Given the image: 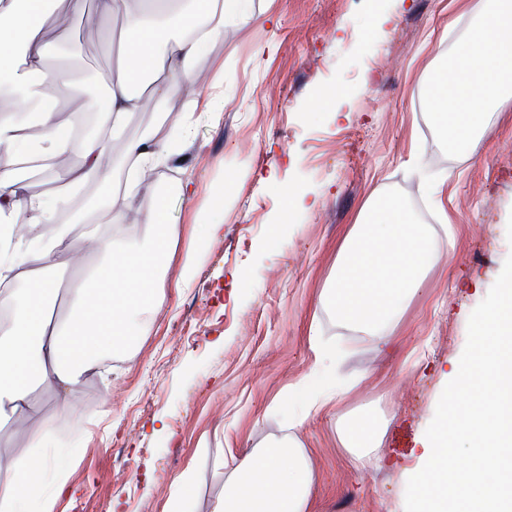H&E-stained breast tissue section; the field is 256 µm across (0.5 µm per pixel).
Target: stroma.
Returning a JSON list of instances; mask_svg holds the SVG:
<instances>
[{
  "label": "stroma",
  "instance_id": "35a3bbf8",
  "mask_svg": "<svg viewBox=\"0 0 512 512\" xmlns=\"http://www.w3.org/2000/svg\"><path fill=\"white\" fill-rule=\"evenodd\" d=\"M485 0H249V19L198 62L207 80L135 114L125 139L176 127L195 102L219 100L194 120L166 163L135 191L148 211L170 200L175 256L165 300L139 343L88 374L67 398L35 387L32 426L74 448L70 492L52 512H168L176 479L196 484L192 512H211L241 457L297 439L313 486L308 512H405L408 479L426 460L425 431L459 362L471 312L512 253V103L496 113L483 148L459 156L432 123L430 75L481 18ZM68 29L64 53L82 74L71 109L95 112L117 63L124 23L98 27L94 0ZM338 89L339 113L316 110ZM239 176L224 222L204 238L195 218L228 174ZM307 201L282 225L279 186ZM404 191L431 227L432 267L419 292L374 332L335 323L319 298L365 203ZM194 280L176 290L188 248ZM335 350L320 364L316 345ZM347 386L339 404L309 412L300 385ZM386 418L367 463H354L343 430ZM302 429H294L296 419Z\"/></svg>",
  "mask_w": 512,
  "mask_h": 512
}]
</instances>
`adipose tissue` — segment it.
I'll list each match as a JSON object with an SVG mask.
<instances>
[{
  "instance_id": "ef3b65f1",
  "label": "adipose tissue",
  "mask_w": 512,
  "mask_h": 512,
  "mask_svg": "<svg viewBox=\"0 0 512 512\" xmlns=\"http://www.w3.org/2000/svg\"><path fill=\"white\" fill-rule=\"evenodd\" d=\"M246 2L96 0L98 16L124 22V62L105 84L102 130L77 136L65 115L70 83L49 66L59 44L42 34L56 0H0V82L7 87L0 94V151L17 161L0 167V308L11 313L9 324L0 326V424L21 418L34 385L47 384L62 396L74 391L103 356L135 344L143 332V315L160 307V284L175 248L166 195H157L143 218L155 230L145 247L96 230L76 244L66 230L53 231L49 225L83 184L110 183L104 166L110 140L125 142L130 165L123 175L133 187L170 158V135L125 139L126 120L147 101L169 97L194 82L198 58L223 38L225 19L240 17ZM510 36L512 0H487L483 20L428 80L432 119L449 145L466 156L480 153L489 114L512 98ZM39 91L52 94L58 105L42 113L38 131L29 134L16 115ZM71 156L79 157L81 165L52 197L28 194L18 164L35 162L52 175L56 160ZM19 209L29 215L30 242L22 257L13 240ZM75 249L102 260L71 292L66 312L56 317L51 306L59 286L47 272L63 253ZM18 278L24 281L19 291L10 287ZM21 441L22 458L0 481V512H51L53 495L67 489L69 453L59 448L45 454L49 442L43 428L26 429ZM311 485V467L297 444L262 448L237 461L211 512H307Z\"/></svg>"
}]
</instances>
